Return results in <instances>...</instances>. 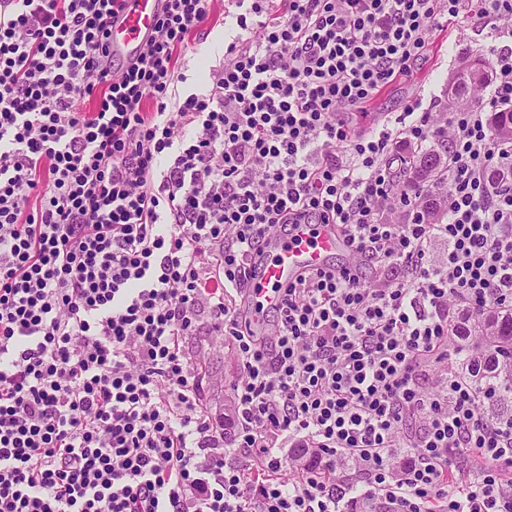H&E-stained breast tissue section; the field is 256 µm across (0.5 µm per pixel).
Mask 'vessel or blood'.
<instances>
[{"instance_id":"b4317fda","label":"vessel or blood","mask_w":512,"mask_h":512,"mask_svg":"<svg viewBox=\"0 0 512 512\" xmlns=\"http://www.w3.org/2000/svg\"><path fill=\"white\" fill-rule=\"evenodd\" d=\"M160 9V0H125L112 24L113 53L128 61L137 58ZM346 248L344 238L330 224H301L291 234L278 237L263 268L248 285L252 307L265 312L278 307L284 289L298 276L329 267Z\"/></svg>"}]
</instances>
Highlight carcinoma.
I'll return each mask as SVG.
<instances>
[{
    "label": "carcinoma",
    "mask_w": 512,
    "mask_h": 512,
    "mask_svg": "<svg viewBox=\"0 0 512 512\" xmlns=\"http://www.w3.org/2000/svg\"><path fill=\"white\" fill-rule=\"evenodd\" d=\"M487 77L486 73L476 76L460 69L453 81L452 104L458 108L470 106V85ZM490 124L512 139V109L492 113ZM443 164L441 152L430 149L413 160V173L420 180H430ZM452 328L459 348L466 352L464 376L478 392H494L490 399L492 414L499 409L508 414L505 403L512 398V308H490L478 315L466 311L458 315Z\"/></svg>",
    "instance_id": "cac0c4a2"
}]
</instances>
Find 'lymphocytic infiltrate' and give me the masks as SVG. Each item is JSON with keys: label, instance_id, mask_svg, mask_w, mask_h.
<instances>
[{"label": "lymphocytic infiltrate", "instance_id": "obj_1", "mask_svg": "<svg viewBox=\"0 0 512 512\" xmlns=\"http://www.w3.org/2000/svg\"><path fill=\"white\" fill-rule=\"evenodd\" d=\"M235 2L180 96L211 0H163L118 64L123 0H0V512H512V417L448 367L452 308H512V181H490L512 142L486 118L512 109V50L469 108L344 119L443 19L512 35V0ZM437 145L438 179L396 192V148ZM297 224L335 225L352 260L258 322L246 285ZM200 334L239 365L230 419L203 402ZM234 4L231 0H213L211 3L212 22L215 28L203 43L193 44L192 42L186 55L182 56L178 62L181 71L188 78L186 83L178 84L181 95L188 89L196 91L201 88L209 67L215 64V61L224 53V41L226 40L227 45L238 32L233 19V13L238 12ZM225 15H229L226 17V24H224Z\"/></svg>", "mask_w": 512, "mask_h": 512}]
</instances>
